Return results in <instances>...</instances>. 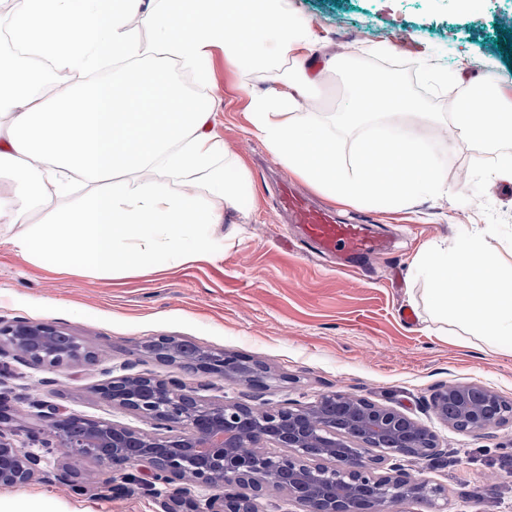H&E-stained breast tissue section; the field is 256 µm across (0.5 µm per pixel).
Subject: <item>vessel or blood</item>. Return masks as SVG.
I'll return each mask as SVG.
<instances>
[{"instance_id": "vessel-or-blood-1", "label": "vessel or blood", "mask_w": 512, "mask_h": 512, "mask_svg": "<svg viewBox=\"0 0 512 512\" xmlns=\"http://www.w3.org/2000/svg\"><path fill=\"white\" fill-rule=\"evenodd\" d=\"M277 207L287 214L290 223L296 224L303 240L320 252L337 251L353 260L381 254L390 248L389 240L372 232L368 225L339 221L331 211L312 205L289 183L279 185Z\"/></svg>"}]
</instances>
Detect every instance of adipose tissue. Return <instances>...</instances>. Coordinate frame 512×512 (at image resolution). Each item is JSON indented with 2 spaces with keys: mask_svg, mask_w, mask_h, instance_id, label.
I'll list each match as a JSON object with an SVG mask.
<instances>
[{
  "mask_svg": "<svg viewBox=\"0 0 512 512\" xmlns=\"http://www.w3.org/2000/svg\"><path fill=\"white\" fill-rule=\"evenodd\" d=\"M12 38L21 52L0 56V238L30 263L86 274L165 271L212 259L224 248L213 234L247 174L228 160L213 175L224 143L211 130L209 104L182 92L157 58L208 80L214 51L238 73H264L271 89L249 98L252 133L289 170L328 199L406 203L449 195L437 144L410 132L434 113L380 74L353 72L346 114L385 119L378 140L364 142L352 165L336 152V122L316 120L305 103L318 83L285 56L313 52L309 26L289 16L286 0H13ZM145 16L154 40L142 42L132 17ZM67 76L46 79L36 57ZM122 71L91 80L104 57ZM457 143L482 148L512 141V104L481 100L456 113ZM206 174L187 194L175 179ZM87 185L76 205L56 197ZM41 223L29 221L33 209Z\"/></svg>",
  "mask_w": 512,
  "mask_h": 512,
  "instance_id": "adipose-tissue-1",
  "label": "adipose tissue"
}]
</instances>
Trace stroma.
I'll return each instance as SVG.
<instances>
[{"mask_svg": "<svg viewBox=\"0 0 512 512\" xmlns=\"http://www.w3.org/2000/svg\"><path fill=\"white\" fill-rule=\"evenodd\" d=\"M288 8L310 24L318 42L309 64L320 76L321 116L344 110L349 71L392 73L436 113L427 136L445 144L441 160L449 186L471 193L469 168L478 151L446 144L448 118L459 102L432 92L414 63L425 59L447 70L449 87H488L512 101V88L499 85L501 74L512 73V0H288ZM331 57L337 67L328 71L324 63ZM476 60L482 68H473ZM211 69L209 82L198 90L213 107L212 127L225 150L241 159L248 176L240 210H227L215 230L224 240L222 253L163 273L115 278L57 274L0 243V318L56 325L83 338L92 356L88 365L22 367L8 378L23 433L43 431L29 407L41 399L70 413L140 426V419L112 410L96 394L114 376L208 383V376L158 362L142 348L149 337L173 336L241 355L274 373L262 389L224 380L230 398L279 405L341 391L407 413L437 434L447 454L442 466L412 463L444 488L447 512H512V424L485 436L466 434L446 427L430 408L445 385L484 387L512 402V354L477 337L459 344L461 328L429 313L425 285L409 268L422 245L444 248L460 231L485 224L478 201L337 205L338 215L371 220L372 231L392 242L388 253L365 260L363 269L341 271L339 258L298 241L277 211L276 180L289 170L251 135L246 111L250 95L268 88L262 74L239 75L219 56ZM42 460L47 478L2 487L0 498L39 499L51 512L157 510L146 473L113 492L94 488L92 460L56 449L43 452Z\"/></svg>", "mask_w": 512, "mask_h": 512, "instance_id": "35a3bbf8", "label": "stroma"}]
</instances>
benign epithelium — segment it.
Returning <instances> with one entry per match:
<instances>
[{
	"label": "benign epithelium",
	"mask_w": 512,
	"mask_h": 512,
	"mask_svg": "<svg viewBox=\"0 0 512 512\" xmlns=\"http://www.w3.org/2000/svg\"><path fill=\"white\" fill-rule=\"evenodd\" d=\"M58 327L0 318V372L8 361L31 369L77 365L90 360L82 338L64 344ZM186 341L154 336L143 344L161 362L178 363ZM193 370L219 379H273L267 367L242 364L223 351L199 349ZM96 394L113 409L145 422L132 427L114 420L32 402V416L46 424L45 436L30 444L59 448L96 461L101 484L129 481L130 468L148 473L158 512H259L256 500L285 494L304 512H390L405 501L433 506L444 489L405 467L415 454L432 455L434 431L394 408L342 393L312 403L257 408L222 395L199 394L176 378L122 375L108 379ZM15 396L0 390V486L26 484L41 473V456L19 444ZM435 416L453 429L483 433L512 423V403L484 389L479 401L459 386L433 397ZM270 445L274 451L264 448ZM207 491L192 496L187 486ZM239 487L246 494H216Z\"/></svg>",
	"instance_id": "1"
}]
</instances>
